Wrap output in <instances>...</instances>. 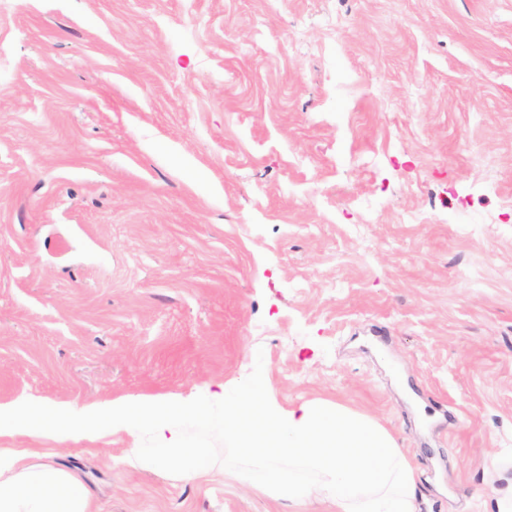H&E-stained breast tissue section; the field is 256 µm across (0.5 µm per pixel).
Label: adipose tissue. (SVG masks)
I'll list each match as a JSON object with an SVG mask.
<instances>
[{
	"label": "adipose tissue",
	"mask_w": 512,
	"mask_h": 512,
	"mask_svg": "<svg viewBox=\"0 0 512 512\" xmlns=\"http://www.w3.org/2000/svg\"><path fill=\"white\" fill-rule=\"evenodd\" d=\"M0 512H98L78 474L35 448H0Z\"/></svg>",
	"instance_id": "adipose-tissue-1"
}]
</instances>
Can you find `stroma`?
Segmentation results:
<instances>
[{"mask_svg": "<svg viewBox=\"0 0 512 512\" xmlns=\"http://www.w3.org/2000/svg\"><path fill=\"white\" fill-rule=\"evenodd\" d=\"M263 365L420 512H512V0H0V404ZM69 442L100 512H333Z\"/></svg>", "mask_w": 512, "mask_h": 512, "instance_id": "1", "label": "stroma"}]
</instances>
